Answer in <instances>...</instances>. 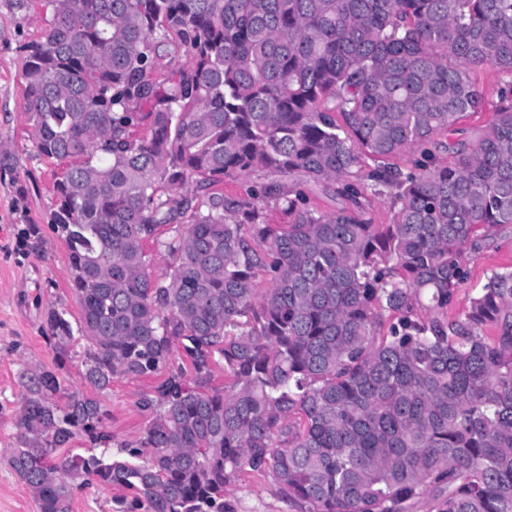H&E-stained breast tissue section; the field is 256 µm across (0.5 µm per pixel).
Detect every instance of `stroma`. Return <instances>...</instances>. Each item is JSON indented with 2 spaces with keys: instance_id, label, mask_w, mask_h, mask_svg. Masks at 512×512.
<instances>
[{
  "instance_id": "35a3bbf8",
  "label": "stroma",
  "mask_w": 512,
  "mask_h": 512,
  "mask_svg": "<svg viewBox=\"0 0 512 512\" xmlns=\"http://www.w3.org/2000/svg\"><path fill=\"white\" fill-rule=\"evenodd\" d=\"M51 13L41 0H0V512H38L34 496L10 465L21 378L55 371L71 393L97 396L112 434L108 447L134 441L150 416L139 406L154 378L117 377L101 392L85 379L86 341L59 350L47 323L49 311L78 323L81 304L71 289L68 250L50 221L54 183L62 168L39 156L28 137L21 74L24 44L39 37ZM469 275L453 314H461L492 269L512 266V226L494 244L464 257ZM224 512H298L270 478L247 471L224 494Z\"/></svg>"
}]
</instances>
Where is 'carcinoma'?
<instances>
[{
    "label": "carcinoma",
    "instance_id": "cac0c4a2",
    "mask_svg": "<svg viewBox=\"0 0 512 512\" xmlns=\"http://www.w3.org/2000/svg\"><path fill=\"white\" fill-rule=\"evenodd\" d=\"M169 47L191 67L159 69ZM24 52L81 303L75 329L48 314L53 339L89 342L97 391L166 371L115 456L59 453L107 443L108 413L53 371L27 378L11 464L39 512L92 482L120 492L113 512H224L246 469L300 512H512V266L448 318L463 250L512 224V0H57ZM479 68L499 104L445 163L436 137L484 110ZM242 172L272 181L216 190ZM313 189L346 206L315 209ZM471 76L477 86L485 94L487 108L492 109L497 102L495 89L498 81V75L493 69L483 68L474 71Z\"/></svg>",
    "mask_w": 512,
    "mask_h": 512
}]
</instances>
